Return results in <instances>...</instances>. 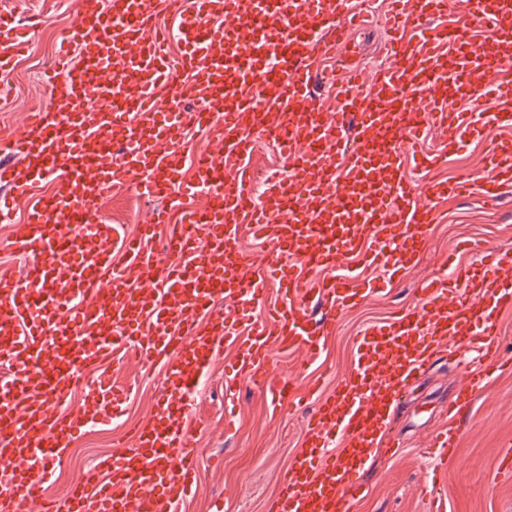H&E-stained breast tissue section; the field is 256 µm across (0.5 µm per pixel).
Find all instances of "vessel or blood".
Returning <instances> with one entry per match:
<instances>
[{
	"instance_id": "vessel-or-blood-1",
	"label": "vessel or blood",
	"mask_w": 512,
	"mask_h": 512,
	"mask_svg": "<svg viewBox=\"0 0 512 512\" xmlns=\"http://www.w3.org/2000/svg\"><path fill=\"white\" fill-rule=\"evenodd\" d=\"M169 3L75 0L60 52L43 71L48 108L0 135V205L29 202L11 231L25 267L0 269V463L11 473L0 512L30 501L39 512H173L198 478L192 399L225 345H238L226 386L257 375L281 406L292 383L276 373L274 349L316 355L337 316L373 288L354 269L307 282L300 266L357 258L395 276L413 263L437 202L473 191L494 199L512 186L511 144L489 149L478 177L422 189L402 162L428 126L446 133L442 153H451L485 124H512V83L502 78L512 70V0H475L493 29L488 39L434 25L447 0H394L390 60L370 74L351 67V28L370 20L351 0H192L176 63L170 33L156 25ZM34 25L0 11V75L28 51L22 32ZM331 83L329 112L319 96ZM487 90L504 96L498 111L452 109ZM213 133L223 157L197 159L185 180L186 142ZM264 138L290 168L260 189L251 159ZM442 153L422 155L421 167ZM46 179L48 193L39 189ZM116 187L183 204L172 236L179 261L151 245L163 218L156 209L126 241L127 260L115 262L118 230L99 202ZM243 224L275 248L263 271L238 244ZM479 254L452 280L425 283L415 309L365 329L351 372L319 398L266 512H349L392 408L442 347L464 342L494 359L498 314L512 305V252ZM273 284L281 307L248 323V305ZM220 303L232 313H215ZM316 306L326 310L319 324ZM129 355L166 367L151 427L135 430L133 448L99 461L65 499H43L49 462L77 430L109 418L123 391L94 386L95 412L64 415L56 404L87 370Z\"/></svg>"
}]
</instances>
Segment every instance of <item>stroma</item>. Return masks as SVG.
Masks as SVG:
<instances>
[{
	"label": "stroma",
	"instance_id": "1",
	"mask_svg": "<svg viewBox=\"0 0 512 512\" xmlns=\"http://www.w3.org/2000/svg\"><path fill=\"white\" fill-rule=\"evenodd\" d=\"M0 9L42 20L27 30L30 52L17 63L10 98L0 101V132H8L27 113L47 105L45 88L35 73L48 62L46 35L67 27L72 13L61 0H0ZM509 142L512 126H486L482 140L447 157L429 173L419 174L418 179L426 184L470 173L486 147ZM437 212L414 265L381 291L345 310L335 330L322 338L319 360L308 362L302 350L278 354V371L295 387L317 384L333 391L348 376L356 342L367 326L413 307L422 283L447 277L449 261L462 267L477 262L476 253L456 252L457 242L476 241L489 248L512 250V188L494 202L477 193L442 201ZM235 357L234 347H227L223 361L212 366L194 399L195 414L203 422L191 437L200 460V479L184 500L182 512H264L305 440L312 405L272 407L265 385L247 373L239 378L237 391L225 390L224 366ZM476 364L474 353L459 344L414 382L392 415V430L403 447L395 457L374 452L361 473L366 491L352 503L351 512H430L434 504L440 512H512V474L495 468L498 460L512 454V372L491 371L474 402L455 421L445 415L449 401L466 385ZM106 380L127 390L117 415L107 422L105 435L91 434L86 428L74 435L71 445L83 449V459L77 463L66 456L53 462L55 474L45 490L49 497L63 498L86 467L117 449L126 430L150 424L152 407L164 393L165 370L130 360L109 366ZM450 423L459 434V447L448 461L445 481L435 485L431 482L433 464L426 459L425 449L434 433Z\"/></svg>",
	"mask_w": 512,
	"mask_h": 512
}]
</instances>
